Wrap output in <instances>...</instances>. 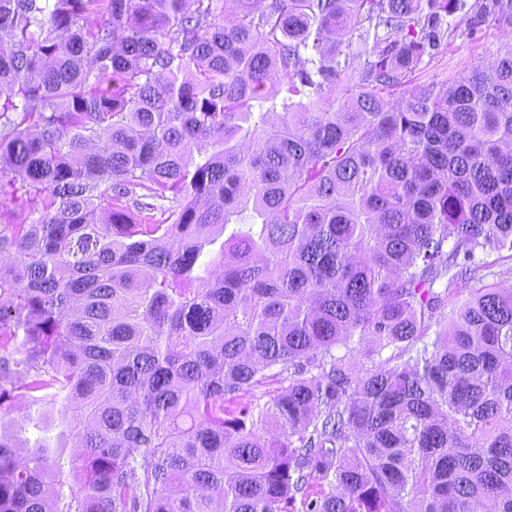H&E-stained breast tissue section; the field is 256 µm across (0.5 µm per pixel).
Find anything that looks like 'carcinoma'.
<instances>
[{"label":"carcinoma","instance_id":"1","mask_svg":"<svg viewBox=\"0 0 512 512\" xmlns=\"http://www.w3.org/2000/svg\"><path fill=\"white\" fill-rule=\"evenodd\" d=\"M232 3L0 0V512H512V53ZM464 12L456 14V19L448 18V42H444L424 67L412 78L413 84H432L437 88L455 79L466 76L471 67L489 65L498 56L509 52L505 46L510 36V28L498 27L492 23L468 24L472 14L456 23ZM468 24V25H467ZM26 415H30L27 418ZM37 418L36 407H28V403L25 399L19 398L14 403L13 412L6 417V420L13 419V427L19 439L33 446L36 438L44 434H52L51 432L42 433L35 426Z\"/></svg>","mask_w":512,"mask_h":512}]
</instances>
